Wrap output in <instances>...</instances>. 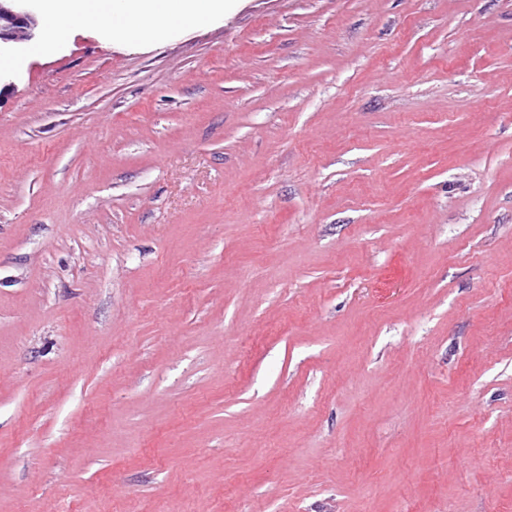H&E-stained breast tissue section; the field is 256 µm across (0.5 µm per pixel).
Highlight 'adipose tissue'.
<instances>
[{
	"mask_svg": "<svg viewBox=\"0 0 512 512\" xmlns=\"http://www.w3.org/2000/svg\"><path fill=\"white\" fill-rule=\"evenodd\" d=\"M226 0H44L43 23L46 41L71 29L98 27L114 39L131 37L158 39L168 33L201 26L223 14ZM127 26L116 25V16Z\"/></svg>",
	"mask_w": 512,
	"mask_h": 512,
	"instance_id": "obj_1",
	"label": "adipose tissue"
}]
</instances>
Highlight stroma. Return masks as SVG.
<instances>
[{
    "instance_id": "35a3bbf8",
    "label": "stroma",
    "mask_w": 512,
    "mask_h": 512,
    "mask_svg": "<svg viewBox=\"0 0 512 512\" xmlns=\"http://www.w3.org/2000/svg\"><path fill=\"white\" fill-rule=\"evenodd\" d=\"M0 91V512H512V0H232Z\"/></svg>"
}]
</instances>
